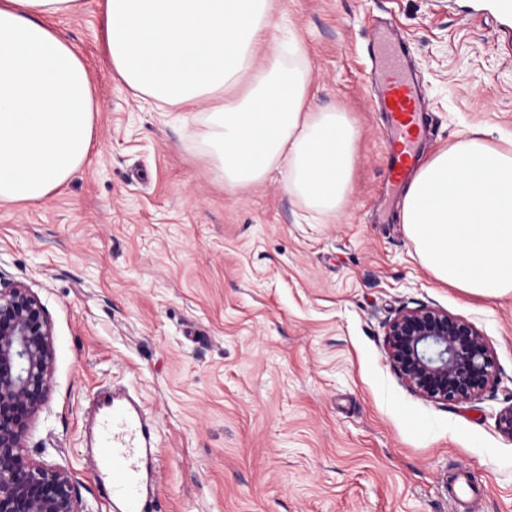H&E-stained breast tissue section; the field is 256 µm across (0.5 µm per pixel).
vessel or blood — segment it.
Masks as SVG:
<instances>
[{
	"mask_svg": "<svg viewBox=\"0 0 512 512\" xmlns=\"http://www.w3.org/2000/svg\"><path fill=\"white\" fill-rule=\"evenodd\" d=\"M407 48L387 22L369 32L371 80L377 105L385 114L386 151L391 157L388 185L411 177L420 161L419 148L427 136V103L419 83L407 69ZM93 417L91 465L101 494L117 512H154L151 486L160 468L154 423L128 392L96 391L90 399ZM481 489L471 470L461 467L448 478V494L458 512H470L469 501Z\"/></svg>",
	"mask_w": 512,
	"mask_h": 512,
	"instance_id": "obj_1",
	"label": "vessel or blood"
}]
</instances>
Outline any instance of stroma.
<instances>
[{
	"label": "stroma",
	"mask_w": 512,
	"mask_h": 512,
	"mask_svg": "<svg viewBox=\"0 0 512 512\" xmlns=\"http://www.w3.org/2000/svg\"><path fill=\"white\" fill-rule=\"evenodd\" d=\"M103 0L54 26L84 57L99 110L89 156L59 192L0 201V276L28 285L52 326L53 390L27 448L69 468L112 512L84 465L89 394L124 386L153 414L160 512H453L448 468L481 481L476 512H512V295L469 296L421 264L383 197L384 120L368 79V25L393 23L429 103L433 153L462 134L512 140V28L472 0H275L269 37L306 49L318 109L359 131L353 186L307 212L287 168L225 187L202 140L209 101L155 111L110 75ZM433 305L485 335L486 392L436 403L388 362L385 326Z\"/></svg>",
	"instance_id": "35a3bbf8"
}]
</instances>
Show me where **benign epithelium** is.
<instances>
[{
  "instance_id": "7a95c632",
  "label": "benign epithelium",
  "mask_w": 512,
  "mask_h": 512,
  "mask_svg": "<svg viewBox=\"0 0 512 512\" xmlns=\"http://www.w3.org/2000/svg\"><path fill=\"white\" fill-rule=\"evenodd\" d=\"M385 353L398 376L439 403L480 397L496 373L485 337L461 315L420 305L389 320ZM55 351L46 310L32 289L0 279V512H96L69 469L49 468L26 448L46 407Z\"/></svg>"
}]
</instances>
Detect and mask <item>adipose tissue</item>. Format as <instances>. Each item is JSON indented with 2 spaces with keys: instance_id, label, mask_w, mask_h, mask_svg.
Segmentation results:
<instances>
[{
  "instance_id": "ef3b65f1",
  "label": "adipose tissue",
  "mask_w": 512,
  "mask_h": 512,
  "mask_svg": "<svg viewBox=\"0 0 512 512\" xmlns=\"http://www.w3.org/2000/svg\"><path fill=\"white\" fill-rule=\"evenodd\" d=\"M78 0H0V201L37 202L82 168L98 106L83 60L49 17ZM271 0H105L112 77L159 110L207 99V153L225 186L287 165L286 188L341 207L356 158L346 113L312 105L305 50L268 44ZM267 50L268 61L253 59ZM401 222L423 266L465 294H512V152L478 133L425 159Z\"/></svg>"
}]
</instances>
